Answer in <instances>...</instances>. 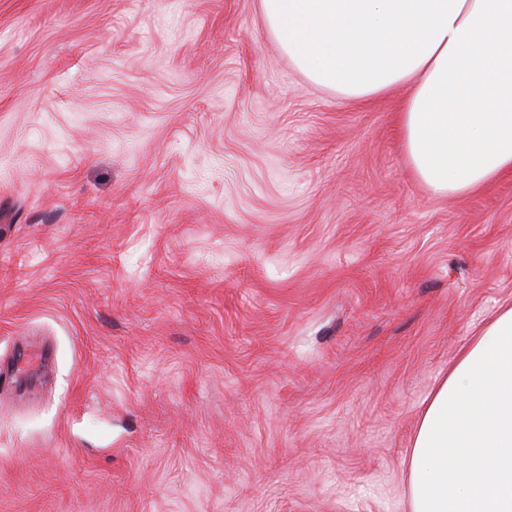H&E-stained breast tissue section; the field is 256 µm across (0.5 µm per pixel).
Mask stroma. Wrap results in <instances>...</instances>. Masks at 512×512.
Masks as SVG:
<instances>
[{
	"label": "stroma",
	"instance_id": "35a3bbf8",
	"mask_svg": "<svg viewBox=\"0 0 512 512\" xmlns=\"http://www.w3.org/2000/svg\"><path fill=\"white\" fill-rule=\"evenodd\" d=\"M407 94L311 84L258 0H0V512H405L512 303V173L433 193Z\"/></svg>",
	"mask_w": 512,
	"mask_h": 512
}]
</instances>
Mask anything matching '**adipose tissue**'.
Segmentation results:
<instances>
[{"mask_svg": "<svg viewBox=\"0 0 512 512\" xmlns=\"http://www.w3.org/2000/svg\"><path fill=\"white\" fill-rule=\"evenodd\" d=\"M306 79L347 100L408 84L406 155L434 193L512 171V0H259ZM408 512H512V304L424 400L404 462Z\"/></svg>", "mask_w": 512, "mask_h": 512, "instance_id": "obj_1", "label": "adipose tissue"}]
</instances>
